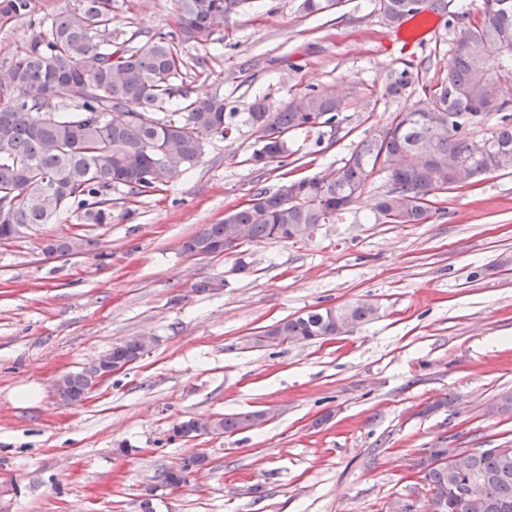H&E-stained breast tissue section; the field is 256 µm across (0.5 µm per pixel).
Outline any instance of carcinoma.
I'll return each instance as SVG.
<instances>
[{
  "instance_id": "obj_1",
  "label": "carcinoma",
  "mask_w": 512,
  "mask_h": 512,
  "mask_svg": "<svg viewBox=\"0 0 512 512\" xmlns=\"http://www.w3.org/2000/svg\"><path fill=\"white\" fill-rule=\"evenodd\" d=\"M177 25L186 40L207 42L224 30L247 0H175ZM114 0H79L78 7L52 16L45 27L9 58L0 60V241L47 224L75 210L88 224L112 223L106 194L127 188L156 191L174 174L188 171L202 157L206 140L224 136L234 112L224 98L192 99L177 85L181 62L172 40L147 35L142 46L112 40ZM451 0H378L381 22L389 27L424 10L448 16L455 31L448 74L431 85L407 67L389 69L382 98L408 92L415 107L391 113L388 122L363 139L351 155L321 177L283 173L273 193L258 191L251 202L206 224L184 243L187 253L226 254L229 239L241 247L258 242L302 241L321 224L350 212L376 174L390 188L375 204L379 224H422L434 198L462 189L475 179L512 172V96L502 80L512 74V0H481L478 15L450 10ZM34 0H0V22L30 16ZM63 94L66 109L49 107ZM183 106L170 110L173 99ZM372 99L361 89L339 94L308 88L274 107L264 97L252 101L247 122L253 135L252 165L278 170L288 166L290 137L323 124L340 127L353 103L369 110ZM496 123L480 135L474 127ZM95 245L82 235L59 240L49 255L75 254ZM368 303L311 310L286 317L251 337L267 347L298 339L303 344L339 335L343 321L373 319ZM137 349L130 338L114 345L79 373L60 378L63 400L81 402L98 374L97 363L114 361ZM253 412L190 418L175 424L186 432L223 436L253 428ZM185 472L162 471V482L184 483L203 453L184 458ZM422 478L445 498L446 512H512V453L492 448H462L449 464L420 461ZM477 483L480 493L466 495Z\"/></svg>"
}]
</instances>
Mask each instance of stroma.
I'll list each match as a JSON object with an SVG mask.
<instances>
[{"label": "stroma", "mask_w": 512, "mask_h": 512, "mask_svg": "<svg viewBox=\"0 0 512 512\" xmlns=\"http://www.w3.org/2000/svg\"><path fill=\"white\" fill-rule=\"evenodd\" d=\"M302 0H248L232 29L177 42L180 87L223 96L235 119L199 164L147 194L114 190L112 223L77 212L0 241V512H141L145 487L182 457L206 469L155 512H428L412 470L424 448H511L512 174L441 195L423 224H379L389 185L375 176L355 208L300 242H261L241 256L191 258L183 241L223 220L281 175L252 166L254 97L285 104L313 86L358 85L372 114L348 107L337 134L296 133L295 177L340 167L359 142L416 98H380L387 68L411 63L428 83L448 73L454 31L390 45L376 0L309 15ZM77 0H36L0 24V59ZM112 34L176 32L174 0H115ZM207 57L199 67L197 57ZM84 234L85 254L48 257L46 240ZM245 261L247 270L237 268ZM222 279L217 291L197 283ZM373 304L371 322L328 342L247 348L263 327L318 307ZM154 337L140 359L77 405L52 385L129 337ZM273 408L229 436L173 438L190 417Z\"/></svg>", "instance_id": "stroma-1"}]
</instances>
